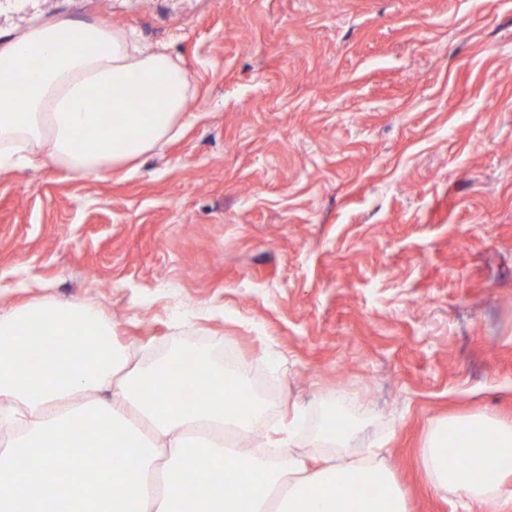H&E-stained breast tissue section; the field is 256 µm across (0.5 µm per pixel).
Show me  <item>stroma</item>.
I'll return each mask as SVG.
<instances>
[{"label":"stroma","instance_id":"obj_1","mask_svg":"<svg viewBox=\"0 0 512 512\" xmlns=\"http://www.w3.org/2000/svg\"><path fill=\"white\" fill-rule=\"evenodd\" d=\"M135 29L188 72L192 119L84 179L0 175V308L90 305L149 365L232 349L312 457L336 394L408 512H512L436 489L437 419H512V0H33Z\"/></svg>","mask_w":512,"mask_h":512}]
</instances>
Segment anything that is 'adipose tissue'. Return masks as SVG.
<instances>
[{"instance_id":"adipose-tissue-1","label":"adipose tissue","mask_w":512,"mask_h":512,"mask_svg":"<svg viewBox=\"0 0 512 512\" xmlns=\"http://www.w3.org/2000/svg\"><path fill=\"white\" fill-rule=\"evenodd\" d=\"M39 57L32 75L28 61ZM192 97L188 73L162 48L100 21L61 18L0 45V171L40 155L79 177L101 178L176 137ZM248 369L210 355L188 368L172 357L132 363L95 307L35 301L0 310V402L23 412L20 436L0 450V512H407L379 452L356 458L344 396L315 437L320 467L292 454L270 462L241 447L259 405ZM111 399H104V392ZM205 392L195 412L180 396ZM98 427L96 441L84 421ZM102 464L88 470V448ZM223 482L177 480L200 459ZM421 467L435 488L484 502L512 500V420L476 413L432 423ZM53 476L46 497L30 469Z\"/></svg>"}]
</instances>
